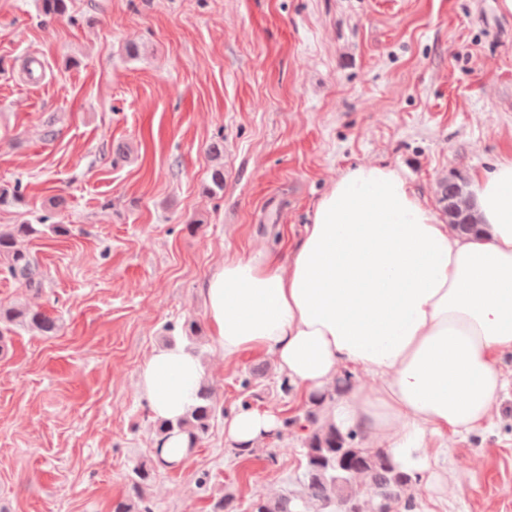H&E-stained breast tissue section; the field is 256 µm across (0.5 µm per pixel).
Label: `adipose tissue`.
<instances>
[{"instance_id": "ef3b65f1", "label": "adipose tissue", "mask_w": 512, "mask_h": 512, "mask_svg": "<svg viewBox=\"0 0 512 512\" xmlns=\"http://www.w3.org/2000/svg\"><path fill=\"white\" fill-rule=\"evenodd\" d=\"M476 232L440 222L396 168L347 169L314 206L287 256L225 257L203 293L212 340L225 360L268 355L304 395L351 385L327 405L338 428L364 433L371 448L418 476L411 449L427 436H464L485 425L507 382L512 353V160L473 178ZM204 378L200 359L179 346L154 349L139 375L156 420L183 416ZM271 412L243 410L224 421L237 448L274 440Z\"/></svg>"}]
</instances>
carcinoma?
<instances>
[{
  "mask_svg": "<svg viewBox=\"0 0 512 512\" xmlns=\"http://www.w3.org/2000/svg\"><path fill=\"white\" fill-rule=\"evenodd\" d=\"M65 12V0H41L43 22ZM455 198L456 206L469 220L477 221L463 193H456L453 184H440V201ZM43 230L36 224H15L9 230H0V265L23 287L36 292L43 288V274L28 249V241ZM17 328H32L47 335L58 328L56 320L32 308L5 307L0 305V353L8 348L9 334ZM336 391L312 395L303 417H285L282 427L300 426L307 431L303 440V458L306 466L300 482L303 495L300 505L294 498L282 495L277 498H258L257 512H322L331 508L335 512H388L387 507L399 503L411 484V476L396 466L384 449L365 447L364 435L356 429L342 431L327 417V402L334 399ZM218 411L211 388L203 385L197 392V402L187 413L175 420L158 422L156 428V456H161L163 444L175 435L185 434L188 450H193L208 435ZM156 467L143 462L127 476V492L112 504V512H154L148 489L155 477ZM369 482L371 498H360L355 490L358 482Z\"/></svg>",
  "mask_w": 512,
  "mask_h": 512,
  "instance_id": "carcinoma-1",
  "label": "carcinoma"
}]
</instances>
